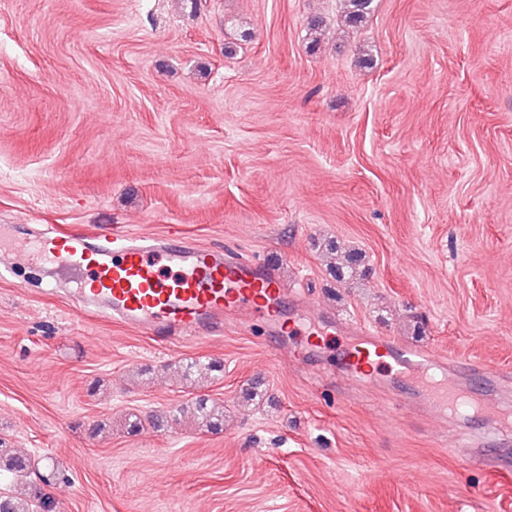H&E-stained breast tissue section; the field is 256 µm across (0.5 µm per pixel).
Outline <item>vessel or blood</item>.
<instances>
[{"label": "vessel or blood", "instance_id": "b4317fda", "mask_svg": "<svg viewBox=\"0 0 512 512\" xmlns=\"http://www.w3.org/2000/svg\"><path fill=\"white\" fill-rule=\"evenodd\" d=\"M52 266L71 284L78 303L100 316L120 321L144 336L167 332L178 337L216 336L224 332L225 314L245 327L262 321L270 334L285 323L288 291L273 266L187 239H136L123 235L90 240L82 234L46 232L21 238L0 227V277L29 265ZM347 355V371L358 385L370 384L382 369L403 382L412 401L442 420L477 415L494 419L499 433L512 431V412L475 400L449 383L448 363L384 336L366 335ZM459 374L481 375L485 386L499 390L498 372L471 360ZM450 448L485 458L501 473L512 472V456L484 453L476 441L449 439Z\"/></svg>", "mask_w": 512, "mask_h": 512}]
</instances>
